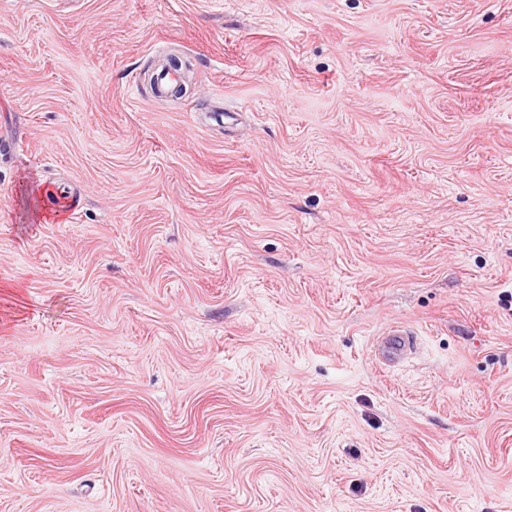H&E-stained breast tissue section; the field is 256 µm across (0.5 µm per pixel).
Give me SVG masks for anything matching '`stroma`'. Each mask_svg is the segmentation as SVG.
<instances>
[{"label": "stroma", "mask_w": 512, "mask_h": 512, "mask_svg": "<svg viewBox=\"0 0 512 512\" xmlns=\"http://www.w3.org/2000/svg\"><path fill=\"white\" fill-rule=\"evenodd\" d=\"M1 142L0 512H512V0H0ZM405 336L407 333L394 330L383 340L379 348V354L387 361H397L407 352L408 342Z\"/></svg>", "instance_id": "obj_1"}]
</instances>
